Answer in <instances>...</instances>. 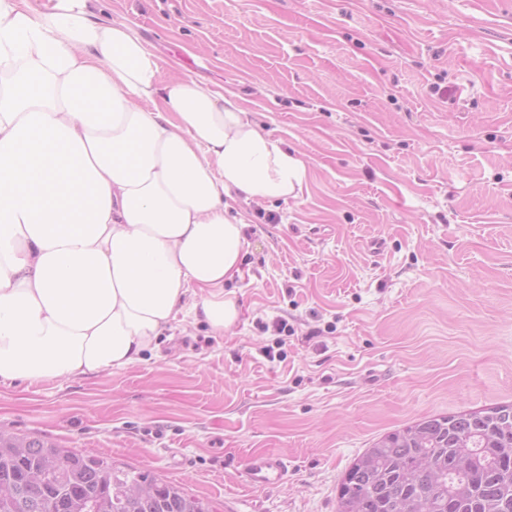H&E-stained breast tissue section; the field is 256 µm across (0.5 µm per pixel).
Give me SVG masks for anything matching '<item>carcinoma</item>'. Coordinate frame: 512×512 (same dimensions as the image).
I'll list each match as a JSON object with an SVG mask.
<instances>
[{
	"label": "carcinoma",
	"instance_id": "1",
	"mask_svg": "<svg viewBox=\"0 0 512 512\" xmlns=\"http://www.w3.org/2000/svg\"><path fill=\"white\" fill-rule=\"evenodd\" d=\"M0 512H215L145 472L0 431ZM337 512H512V404L433 417L358 456Z\"/></svg>",
	"mask_w": 512,
	"mask_h": 512
}]
</instances>
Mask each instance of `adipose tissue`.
<instances>
[{
  "label": "adipose tissue",
  "mask_w": 512,
  "mask_h": 512,
  "mask_svg": "<svg viewBox=\"0 0 512 512\" xmlns=\"http://www.w3.org/2000/svg\"><path fill=\"white\" fill-rule=\"evenodd\" d=\"M97 0H0V381L139 362L183 304L240 311L233 200H285L305 162L237 95L180 76Z\"/></svg>",
  "instance_id": "1"
}]
</instances>
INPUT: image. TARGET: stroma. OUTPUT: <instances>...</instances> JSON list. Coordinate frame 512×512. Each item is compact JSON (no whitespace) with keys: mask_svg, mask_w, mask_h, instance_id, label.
I'll use <instances>...</instances> for the list:
<instances>
[{"mask_svg":"<svg viewBox=\"0 0 512 512\" xmlns=\"http://www.w3.org/2000/svg\"><path fill=\"white\" fill-rule=\"evenodd\" d=\"M96 18L131 23L164 77L237 93L308 184L238 202L235 325L186 309L131 366L0 383V430L217 512H337L385 434L512 404V0H99ZM260 451L288 461L276 487L243 480Z\"/></svg>","mask_w":512,"mask_h":512,"instance_id":"35a3bbf8","label":"stroma"}]
</instances>
